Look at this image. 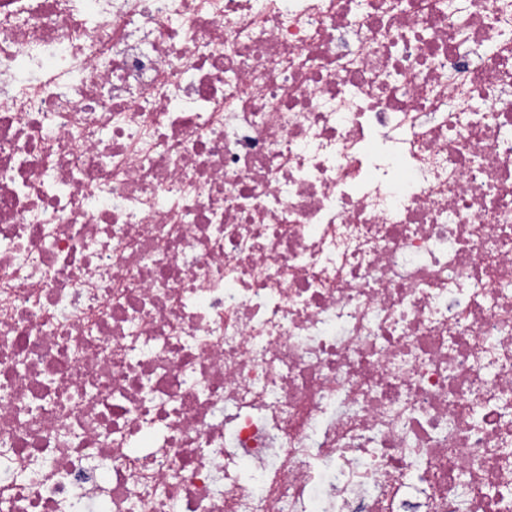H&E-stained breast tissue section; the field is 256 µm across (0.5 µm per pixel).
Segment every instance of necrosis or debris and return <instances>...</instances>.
I'll return each instance as SVG.
<instances>
[{
  "instance_id": "1",
  "label": "necrosis or debris",
  "mask_w": 512,
  "mask_h": 512,
  "mask_svg": "<svg viewBox=\"0 0 512 512\" xmlns=\"http://www.w3.org/2000/svg\"><path fill=\"white\" fill-rule=\"evenodd\" d=\"M0 0V512H512V0Z\"/></svg>"
}]
</instances>
